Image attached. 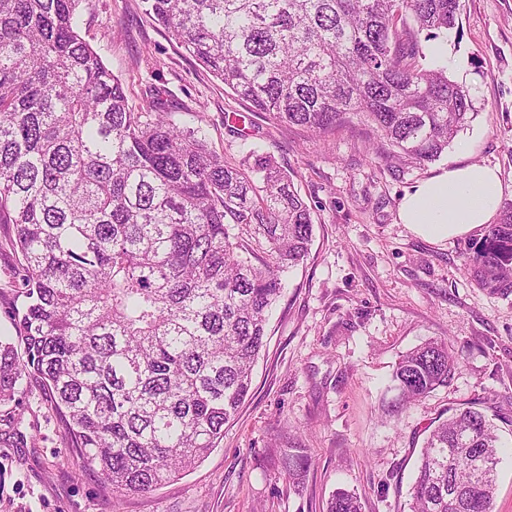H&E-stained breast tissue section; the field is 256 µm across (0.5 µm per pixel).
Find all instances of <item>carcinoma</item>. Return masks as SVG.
<instances>
[{
    "instance_id": "cac0c4a2",
    "label": "carcinoma",
    "mask_w": 512,
    "mask_h": 512,
    "mask_svg": "<svg viewBox=\"0 0 512 512\" xmlns=\"http://www.w3.org/2000/svg\"><path fill=\"white\" fill-rule=\"evenodd\" d=\"M80 0H0V224L19 344L0 339V406L49 396L78 469L116 500L144 495L218 447L249 395L280 274L302 263L313 208L288 170L232 163L179 126L164 86L130 103L78 32ZM146 14L254 113L327 137L356 117L424 166L477 115L471 89L426 59L460 0H142ZM255 247L240 243L242 235ZM266 259L253 263L255 249ZM464 272L512 297V203L468 246ZM430 341L392 374L402 407L448 385ZM500 446L473 406L427 436L410 512H492ZM302 448L282 452L300 485ZM325 512H363L339 489Z\"/></svg>"
}]
</instances>
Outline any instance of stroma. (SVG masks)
Returning a JSON list of instances; mask_svg holds the SVG:
<instances>
[{"label":"stroma","mask_w":512,"mask_h":512,"mask_svg":"<svg viewBox=\"0 0 512 512\" xmlns=\"http://www.w3.org/2000/svg\"><path fill=\"white\" fill-rule=\"evenodd\" d=\"M81 36L119 76L131 102L163 85L178 124L202 109L217 153L238 160L267 152L287 168L314 210L303 264L284 272L252 393L203 462L147 495L112 502L96 472L76 470L48 396L29 387L16 427L0 424V512H324L333 491H355L363 512H409L424 439L452 409L475 405L503 446L494 512H512V299L490 296L463 274L474 232L433 243L399 222L402 197L444 167L479 163L500 175L512 202V0H460L456 32L441 36L452 79L474 94L476 118L439 160L422 167L383 162L359 120L329 138L256 115L248 139L226 122L247 103L226 91L141 0H82ZM0 224V336H16L8 284L16 260ZM430 340L459 363L451 382L396 409L391 374L401 355ZM36 436V446L23 444ZM302 448L313 467L300 488L280 476L281 449Z\"/></svg>","instance_id":"35a3bbf8"}]
</instances>
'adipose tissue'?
Returning <instances> with one entry per match:
<instances>
[{
	"mask_svg": "<svg viewBox=\"0 0 512 512\" xmlns=\"http://www.w3.org/2000/svg\"><path fill=\"white\" fill-rule=\"evenodd\" d=\"M499 186L498 172L488 166L445 168L403 197L399 219L436 243L466 235L496 217Z\"/></svg>",
	"mask_w": 512,
	"mask_h": 512,
	"instance_id": "ef3b65f1",
	"label": "adipose tissue"
}]
</instances>
